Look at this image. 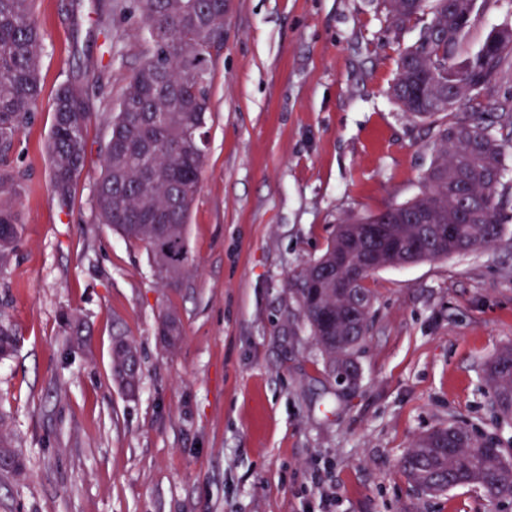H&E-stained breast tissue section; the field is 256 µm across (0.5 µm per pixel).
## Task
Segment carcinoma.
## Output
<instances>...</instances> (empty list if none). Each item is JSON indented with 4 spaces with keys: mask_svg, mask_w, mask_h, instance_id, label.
<instances>
[{
    "mask_svg": "<svg viewBox=\"0 0 512 512\" xmlns=\"http://www.w3.org/2000/svg\"><path fill=\"white\" fill-rule=\"evenodd\" d=\"M396 25L430 15L417 39L400 53L391 95L410 116L439 121L441 148L412 200L338 225L325 252L291 278L290 294L333 376L353 378L357 353L369 328L373 295L360 284V298L347 301L336 288V256L358 267L355 225L376 221L392 243L420 237L429 253L418 260L449 258L494 245L503 235L501 211L509 203L504 182V147H512V98L494 100L490 110L474 104V91L492 93L512 70V30L493 31L479 49L460 57L475 20L476 0H384ZM226 0H116L113 10L135 8L150 44L126 79L115 113L101 172L95 184L94 223L143 243L164 277L178 280L189 260L186 224L206 155L208 112L206 63L224 47ZM43 36L35 0H0V161L32 121L41 96L39 66ZM47 150L51 184L68 205L86 154L83 102L62 86L52 104ZM19 182L0 171V274L19 241ZM451 226L455 238L437 231ZM131 343L116 338L113 379L132 391L126 373ZM486 383L499 420L512 425V344L486 364ZM403 470L414 486L432 494L479 486L492 499L512 498V463L491 440L452 423L421 436ZM0 471L22 476L25 463L0 433Z\"/></svg>",
    "mask_w": 512,
    "mask_h": 512,
    "instance_id": "obj_1",
    "label": "carcinoma"
}]
</instances>
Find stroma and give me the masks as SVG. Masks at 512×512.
I'll list each match as a JSON object with an SVG mask.
<instances>
[{"mask_svg":"<svg viewBox=\"0 0 512 512\" xmlns=\"http://www.w3.org/2000/svg\"><path fill=\"white\" fill-rule=\"evenodd\" d=\"M109 3H36L42 95L9 159L24 230L0 275L18 336L0 359V432L26 472L0 477V512H512L476 487L428 495L401 468L451 423L512 460L483 379L512 344V204L492 247L371 274L355 388L326 370L289 293L337 224L422 189L436 129L390 96L420 21L395 25L382 0H227L188 271L170 283L145 245L92 220L106 116L149 49L138 13L98 24ZM476 8L471 53L512 24V0ZM66 84L88 122L64 209L47 142ZM117 336L137 349L131 393L112 379Z\"/></svg>","mask_w":512,"mask_h":512,"instance_id":"35a3bbf8","label":"stroma"}]
</instances>
